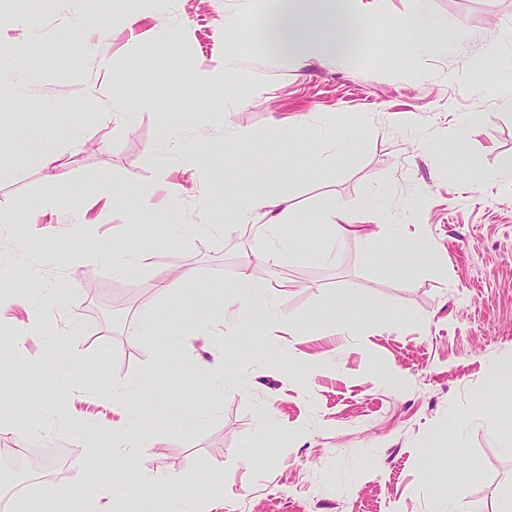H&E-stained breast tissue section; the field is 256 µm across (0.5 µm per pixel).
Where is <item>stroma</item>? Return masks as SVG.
Instances as JSON below:
<instances>
[{
	"label": "stroma",
	"instance_id": "1",
	"mask_svg": "<svg viewBox=\"0 0 512 512\" xmlns=\"http://www.w3.org/2000/svg\"><path fill=\"white\" fill-rule=\"evenodd\" d=\"M362 2L358 53L300 61L255 41L260 0H0V201L16 205L0 214V290L16 297L0 339L31 326L0 377V448L75 459L110 440L120 379L153 449L92 475L115 502L132 477L167 475L171 491L138 512L172 506L184 482L219 484L212 512H440L458 491L494 512L512 493V380L492 371L512 365V179L499 175L512 111L497 95L512 82V0ZM131 12L135 30L113 26ZM117 97L135 110L103 122ZM65 121L79 141L56 142L66 167L52 182L32 139ZM237 126L254 140L226 149ZM202 154L217 195L170 204L159 169L182 180ZM280 194L297 224L270 267L262 233L226 228L225 211ZM333 207L390 213L394 242L335 244ZM412 235L428 249L406 248ZM115 246L143 265L113 272L102 254ZM245 254L253 288L295 285L271 309L254 298L229 336ZM187 269L196 278L165 301L157 282ZM333 300L347 330L321 325ZM133 318L151 331L138 343ZM176 409L207 415L192 426Z\"/></svg>",
	"mask_w": 512,
	"mask_h": 512
}]
</instances>
